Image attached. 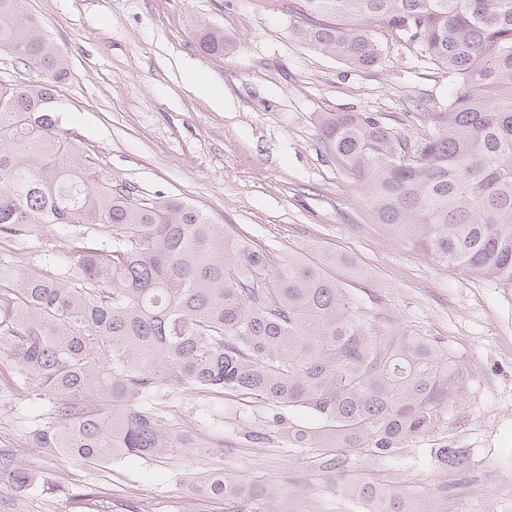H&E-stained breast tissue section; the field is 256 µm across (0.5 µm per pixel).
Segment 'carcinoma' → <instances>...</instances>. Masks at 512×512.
<instances>
[{
  "instance_id": "cac0c4a2",
  "label": "carcinoma",
  "mask_w": 512,
  "mask_h": 512,
  "mask_svg": "<svg viewBox=\"0 0 512 512\" xmlns=\"http://www.w3.org/2000/svg\"><path fill=\"white\" fill-rule=\"evenodd\" d=\"M301 43L357 68L377 64L380 29L448 72L458 86L444 112H412L432 126L420 140L375 112H325V146L365 190L378 223L450 270L512 284V0H293ZM198 46L224 54V33ZM0 50L39 71L0 89V240H55L48 268L0 257V346L24 385L54 399L37 448L89 465L174 456L194 438L146 400L170 389L269 402L288 443L330 453L391 456L433 433L463 401L465 374L439 341L300 258L271 252L174 197L148 198L97 171L61 126L56 87L67 61L0 0ZM110 244H95L99 231ZM306 410L314 426L290 421ZM445 469L461 448H438ZM345 490L374 512H408L405 490L369 473ZM53 482L0 448V512L11 497ZM205 491L239 512L266 490L228 472Z\"/></svg>"
}]
</instances>
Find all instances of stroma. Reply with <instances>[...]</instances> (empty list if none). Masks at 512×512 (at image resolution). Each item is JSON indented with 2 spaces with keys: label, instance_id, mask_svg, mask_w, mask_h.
Segmentation results:
<instances>
[{
  "label": "stroma",
  "instance_id": "obj_1",
  "mask_svg": "<svg viewBox=\"0 0 512 512\" xmlns=\"http://www.w3.org/2000/svg\"><path fill=\"white\" fill-rule=\"evenodd\" d=\"M22 11L69 63L61 123L105 178L181 198L276 259L326 266L371 310L438 340L469 378L447 421L390 457L351 451L332 469L288 444L271 405L174 389L151 406L196 447L91 466L30 443L52 400L30 401L0 357V447L59 485L15 497L13 512H74L80 492L84 512H225L192 491L220 469L269 493L241 512H363L339 481L361 468L407 487L417 512H512V287L448 270L386 232L318 123L322 112L442 111L456 91L446 72L384 33L369 69L314 50L291 35V0H23ZM205 25L229 40L224 55L200 52ZM203 80L223 108L196 91ZM443 446L465 450L462 471L438 465Z\"/></svg>",
  "mask_w": 512,
  "mask_h": 512
}]
</instances>
